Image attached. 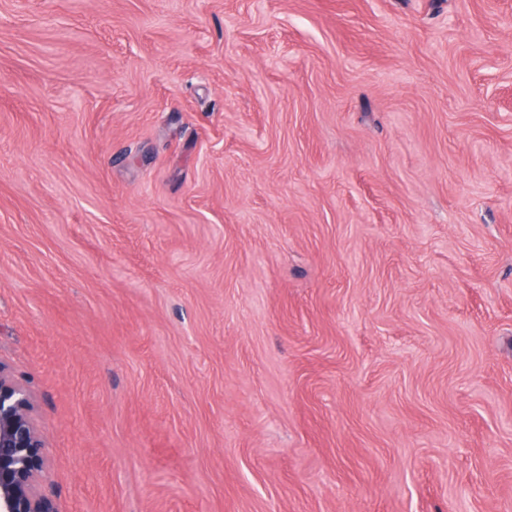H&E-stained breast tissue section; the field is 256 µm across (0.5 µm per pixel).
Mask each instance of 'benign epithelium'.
<instances>
[{"label": "benign epithelium", "mask_w": 512, "mask_h": 512, "mask_svg": "<svg viewBox=\"0 0 512 512\" xmlns=\"http://www.w3.org/2000/svg\"><path fill=\"white\" fill-rule=\"evenodd\" d=\"M44 461L31 393L0 364V512H56L41 486Z\"/></svg>", "instance_id": "benign-epithelium-1"}]
</instances>
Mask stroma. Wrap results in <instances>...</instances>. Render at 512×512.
<instances>
[{"label": "stroma", "mask_w": 512, "mask_h": 512, "mask_svg": "<svg viewBox=\"0 0 512 512\" xmlns=\"http://www.w3.org/2000/svg\"><path fill=\"white\" fill-rule=\"evenodd\" d=\"M0 363L57 512H512V0H0Z\"/></svg>", "instance_id": "stroma-1"}]
</instances>
